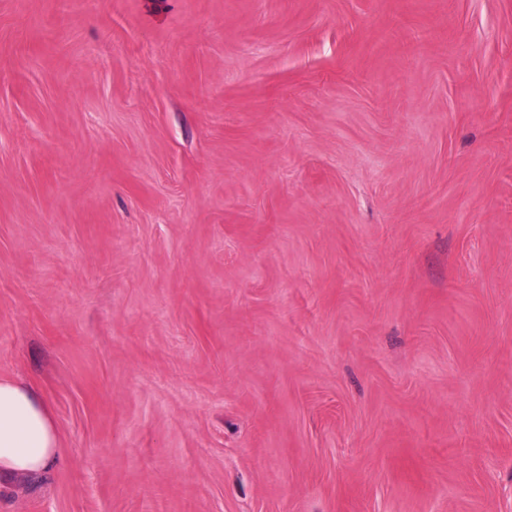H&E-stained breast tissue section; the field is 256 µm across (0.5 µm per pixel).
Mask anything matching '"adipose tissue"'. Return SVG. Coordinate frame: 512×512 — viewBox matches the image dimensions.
Wrapping results in <instances>:
<instances>
[{
	"label": "adipose tissue",
	"mask_w": 512,
	"mask_h": 512,
	"mask_svg": "<svg viewBox=\"0 0 512 512\" xmlns=\"http://www.w3.org/2000/svg\"><path fill=\"white\" fill-rule=\"evenodd\" d=\"M63 456L50 408L29 384L0 380V478L49 473Z\"/></svg>",
	"instance_id": "1"
}]
</instances>
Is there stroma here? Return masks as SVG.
Instances as JSON below:
<instances>
[{"instance_id": "obj_1", "label": "stroma", "mask_w": 512, "mask_h": 512, "mask_svg": "<svg viewBox=\"0 0 512 512\" xmlns=\"http://www.w3.org/2000/svg\"><path fill=\"white\" fill-rule=\"evenodd\" d=\"M0 512H512V0H0ZM62 456L59 430L38 390L0 380V479L49 473Z\"/></svg>"}]
</instances>
